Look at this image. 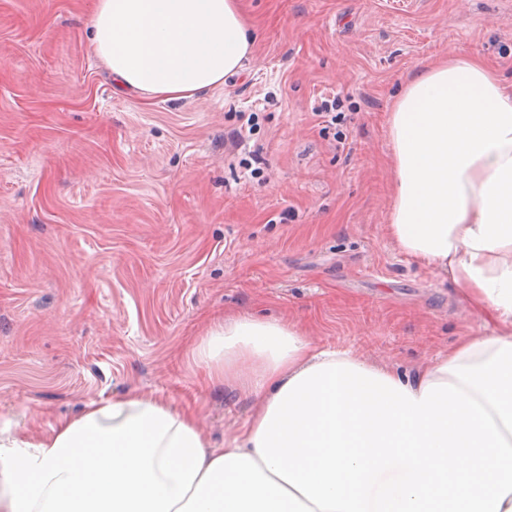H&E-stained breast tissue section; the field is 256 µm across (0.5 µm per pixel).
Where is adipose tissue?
Instances as JSON below:
<instances>
[{
  "label": "adipose tissue",
  "instance_id": "adipose-tissue-1",
  "mask_svg": "<svg viewBox=\"0 0 512 512\" xmlns=\"http://www.w3.org/2000/svg\"><path fill=\"white\" fill-rule=\"evenodd\" d=\"M94 54L118 90L181 100L255 48L239 0H97ZM386 232L448 276L488 331L415 375L237 314L194 353L254 409L221 449L192 411L133 393L33 438L0 435V512H512V82L449 52L388 117Z\"/></svg>",
  "mask_w": 512,
  "mask_h": 512
}]
</instances>
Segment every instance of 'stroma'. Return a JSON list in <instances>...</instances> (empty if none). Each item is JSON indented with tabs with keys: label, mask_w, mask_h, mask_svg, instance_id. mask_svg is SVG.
I'll use <instances>...</instances> for the list:
<instances>
[{
	"label": "stroma",
	"mask_w": 512,
	"mask_h": 512,
	"mask_svg": "<svg viewBox=\"0 0 512 512\" xmlns=\"http://www.w3.org/2000/svg\"><path fill=\"white\" fill-rule=\"evenodd\" d=\"M243 5L252 60L166 101L115 92L90 45L96 0H0V430L37 437L137 392L193 408L223 447L252 399L191 349L226 313L410 374L480 328L386 235L387 119L452 48L512 81V0ZM333 97L331 124L314 108ZM253 112L256 176L224 150Z\"/></svg>",
	"instance_id": "1"
}]
</instances>
